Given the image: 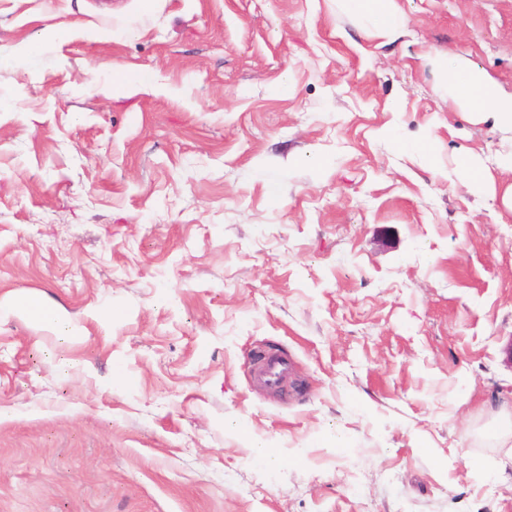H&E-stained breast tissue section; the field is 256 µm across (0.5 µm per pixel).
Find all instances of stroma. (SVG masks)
<instances>
[{
	"label": "stroma",
	"mask_w": 512,
	"mask_h": 512,
	"mask_svg": "<svg viewBox=\"0 0 512 512\" xmlns=\"http://www.w3.org/2000/svg\"><path fill=\"white\" fill-rule=\"evenodd\" d=\"M398 4L0 0V302L63 316L0 317V512H512V129L440 85L512 94V0ZM342 6L367 20L382 37L395 36L402 24L397 0H339ZM442 71L449 97L470 112L491 116L496 125L512 127V95H502L493 78L478 71L463 72L451 60L442 65ZM5 311L9 313L20 311L28 317L41 322H52L57 318L54 310L45 308L40 303L31 300L18 299L15 302L10 303L6 308L1 304V314ZM257 383L273 391L282 390L287 382L290 364L278 350L259 357L250 367Z\"/></svg>",
	"instance_id": "obj_1"
}]
</instances>
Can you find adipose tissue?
<instances>
[{
  "label": "adipose tissue",
  "mask_w": 512,
  "mask_h": 512,
  "mask_svg": "<svg viewBox=\"0 0 512 512\" xmlns=\"http://www.w3.org/2000/svg\"><path fill=\"white\" fill-rule=\"evenodd\" d=\"M342 6L367 20L380 36H395L402 24L397 0H340ZM449 97L468 111L491 116L494 123L512 127V95H502L496 82L485 73L462 71L453 62L442 66Z\"/></svg>",
  "instance_id": "ef3b65f1"
}]
</instances>
